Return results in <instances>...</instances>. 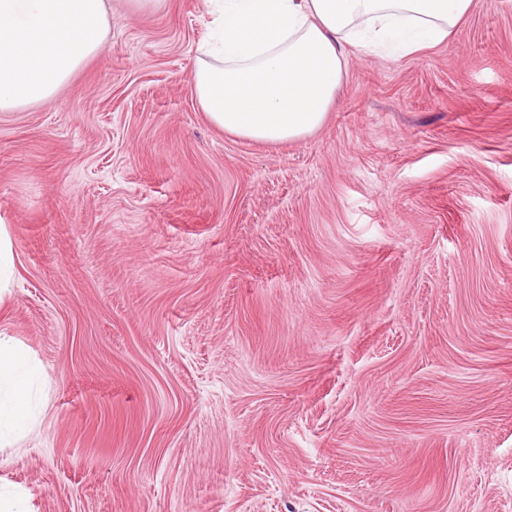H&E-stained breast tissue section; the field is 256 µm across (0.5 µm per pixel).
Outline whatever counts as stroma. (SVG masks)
<instances>
[{"instance_id": "1", "label": "stroma", "mask_w": 512, "mask_h": 512, "mask_svg": "<svg viewBox=\"0 0 512 512\" xmlns=\"http://www.w3.org/2000/svg\"><path fill=\"white\" fill-rule=\"evenodd\" d=\"M57 97L0 112V337L27 512H512V0L348 48L278 145L193 92L208 0H110ZM14 249L6 224H0V303L3 295L9 293L14 276ZM38 377L20 347L0 339V439L27 430L33 419L32 388Z\"/></svg>"}]
</instances>
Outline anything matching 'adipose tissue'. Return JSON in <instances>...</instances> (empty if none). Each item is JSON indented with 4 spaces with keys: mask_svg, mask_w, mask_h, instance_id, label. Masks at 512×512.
Masks as SVG:
<instances>
[{
    "mask_svg": "<svg viewBox=\"0 0 512 512\" xmlns=\"http://www.w3.org/2000/svg\"><path fill=\"white\" fill-rule=\"evenodd\" d=\"M216 43L193 75L214 126L277 144L319 128L342 83L345 46L416 52L447 40L472 0H210ZM106 0H0V112L47 103L103 45ZM38 376L0 339V436L28 429Z\"/></svg>",
    "mask_w": 512,
    "mask_h": 512,
    "instance_id": "ef3b65f1",
    "label": "adipose tissue"
}]
</instances>
